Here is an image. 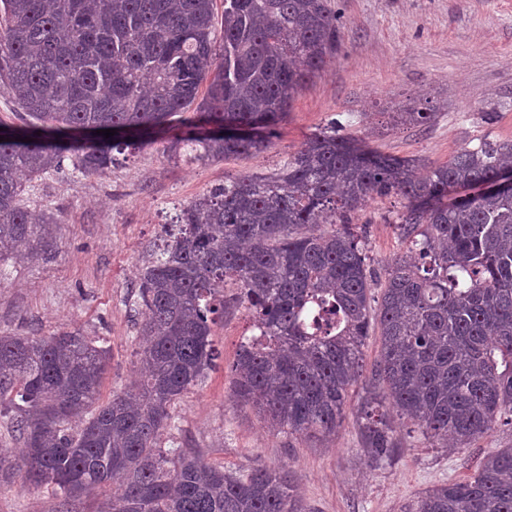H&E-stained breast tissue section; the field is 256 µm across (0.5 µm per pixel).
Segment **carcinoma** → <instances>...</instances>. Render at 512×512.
Wrapping results in <instances>:
<instances>
[{
  "mask_svg": "<svg viewBox=\"0 0 512 512\" xmlns=\"http://www.w3.org/2000/svg\"><path fill=\"white\" fill-rule=\"evenodd\" d=\"M214 2L0 0V82L25 114L0 122V257L38 260L56 237L53 215L20 206L25 180L67 161L102 175L177 120L189 132L170 138L171 159L259 153L340 47L334 0H224L219 29ZM431 117L394 113L400 123ZM509 170L512 141L464 148L417 177L412 161L327 126L275 172L213 187L181 207L141 270L145 344L132 388L101 401L112 354L78 329L0 336V416L24 443L19 455L0 449V483L23 472L67 501L102 491L105 512H304L286 469L229 471L161 446L171 406L218 358L212 328L229 282L258 333L236 353L232 398L264 421L336 436L376 330L359 409L370 464L398 447L392 412L431 447L460 452L512 425V193L451 197ZM391 193L407 200L404 250L374 309L351 216ZM399 512H512V445Z\"/></svg>",
  "mask_w": 512,
  "mask_h": 512,
  "instance_id": "carcinoma-1",
  "label": "carcinoma"
}]
</instances>
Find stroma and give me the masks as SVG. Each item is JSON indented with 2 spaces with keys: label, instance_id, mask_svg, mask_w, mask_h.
<instances>
[{
  "label": "stroma",
  "instance_id": "1",
  "mask_svg": "<svg viewBox=\"0 0 512 512\" xmlns=\"http://www.w3.org/2000/svg\"><path fill=\"white\" fill-rule=\"evenodd\" d=\"M341 44L336 56L296 95L267 150L208 163L174 161L165 141L145 147L100 176L42 175L25 183L22 203L54 215V246L36 263L0 260V335L82 329L112 352L102 399L137 377L140 349L132 293L140 268L157 251L177 207L224 179L267 174L318 128L363 140L420 167L442 164L481 140H512V0H336ZM436 106L434 120L391 126L389 115L413 103ZM405 202L371 199L354 215L376 279L403 248L396 224ZM234 285L224 288V319L212 340L221 356L206 378L171 408L162 447L180 443L228 470L259 461L294 468L307 512H398L441 483L471 475L479 462L512 445L499 424L465 453L429 447L408 420L393 423L391 459L364 464L356 408L368 389H351L335 438L318 443L265 425L233 401L230 366L250 328ZM102 496L63 501L24 477L0 487V512H102Z\"/></svg>",
  "mask_w": 512,
  "mask_h": 512
}]
</instances>
